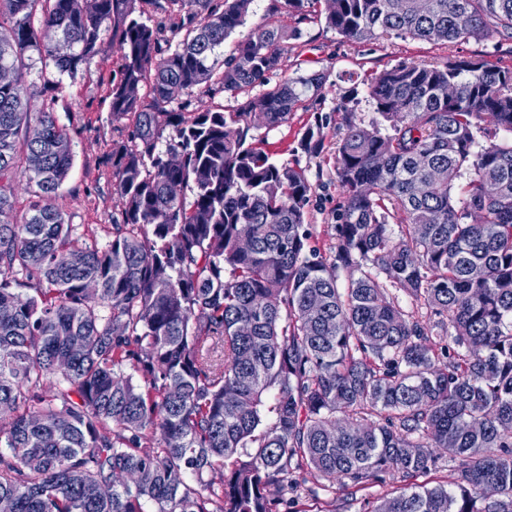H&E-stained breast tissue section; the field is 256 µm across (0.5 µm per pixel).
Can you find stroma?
I'll list each match as a JSON object with an SVG mask.
<instances>
[{
    "instance_id": "obj_1",
    "label": "stroma",
    "mask_w": 512,
    "mask_h": 512,
    "mask_svg": "<svg viewBox=\"0 0 512 512\" xmlns=\"http://www.w3.org/2000/svg\"><path fill=\"white\" fill-rule=\"evenodd\" d=\"M291 27L295 24L285 0H255L245 24L224 43L225 53H232L239 41L264 25ZM306 41L288 55L289 72L308 74L324 71L337 93L349 90V75L365 79L404 61H444L459 57H479L489 65L512 70V39L497 37L463 43L433 44L426 41L386 37L374 42L343 41L322 23L305 25ZM117 55L104 53L75 77L57 78L51 70L33 62L28 74L33 110L53 109L60 123L70 133L73 165L58 194L51 199L66 220L90 227L108 226L119 204L113 192L112 167L107 155L118 132L112 127L107 101V86L119 68ZM63 90H56V83ZM332 97L304 98L286 123L278 128L257 129L255 136L273 152L277 161L306 168L313 192L305 208L306 221L312 224L321 249L334 243L336 206L341 189L336 182L333 153L340 116ZM322 119L327 134L321 154L309 156L295 152L296 140L305 126Z\"/></svg>"
}]
</instances>
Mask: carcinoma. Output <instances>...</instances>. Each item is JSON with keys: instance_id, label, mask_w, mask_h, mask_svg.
Segmentation results:
<instances>
[{"instance_id": "obj_1", "label": "carcinoma", "mask_w": 512, "mask_h": 512, "mask_svg": "<svg viewBox=\"0 0 512 512\" xmlns=\"http://www.w3.org/2000/svg\"><path fill=\"white\" fill-rule=\"evenodd\" d=\"M286 3L347 42L512 35V0ZM146 4L176 9L173 37ZM252 4L0 0V305L13 308L0 320V500L296 512L304 495L352 499L388 475L369 512H512V71L403 62L366 80L370 116L343 94L325 252L305 223L306 169L251 131L323 96L328 75H283L298 26L258 28L218 61ZM109 31L110 114L126 134L101 241L48 203L71 141L54 112L32 111L27 75L35 52L74 76ZM202 88L247 99L194 110ZM324 141L317 121L298 149ZM448 446L452 482H418Z\"/></svg>"}]
</instances>
